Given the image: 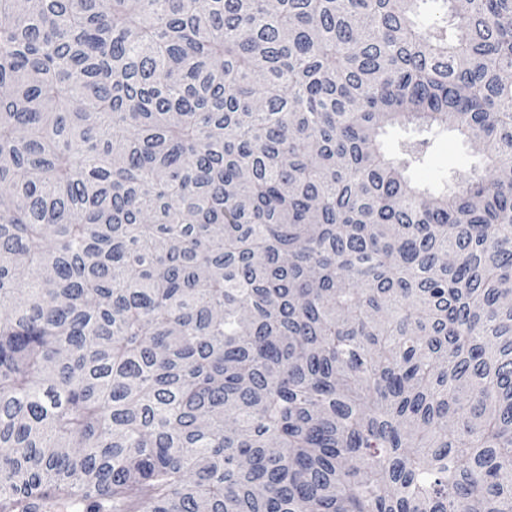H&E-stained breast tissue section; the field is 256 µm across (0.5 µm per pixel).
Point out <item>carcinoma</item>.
<instances>
[{"label": "carcinoma", "mask_w": 512, "mask_h": 512, "mask_svg": "<svg viewBox=\"0 0 512 512\" xmlns=\"http://www.w3.org/2000/svg\"><path fill=\"white\" fill-rule=\"evenodd\" d=\"M419 2L0 0V512H512V0ZM408 138L430 142L424 162L408 173L413 182L440 189L450 185L451 175L465 177L479 167V157L466 143L448 132H423L411 127L388 129L382 138L385 151L390 156H398L401 143Z\"/></svg>", "instance_id": "1"}]
</instances>
